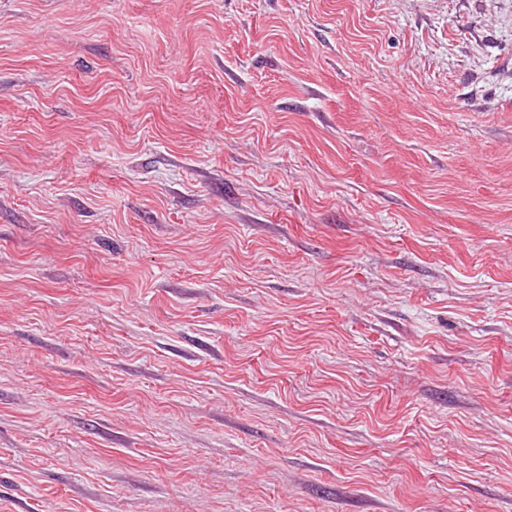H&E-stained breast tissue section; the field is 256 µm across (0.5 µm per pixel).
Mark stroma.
Wrapping results in <instances>:
<instances>
[{
	"label": "stroma",
	"instance_id": "35a3bbf8",
	"mask_svg": "<svg viewBox=\"0 0 512 512\" xmlns=\"http://www.w3.org/2000/svg\"><path fill=\"white\" fill-rule=\"evenodd\" d=\"M0 512H512V0H0Z\"/></svg>",
	"mask_w": 512,
	"mask_h": 512
}]
</instances>
